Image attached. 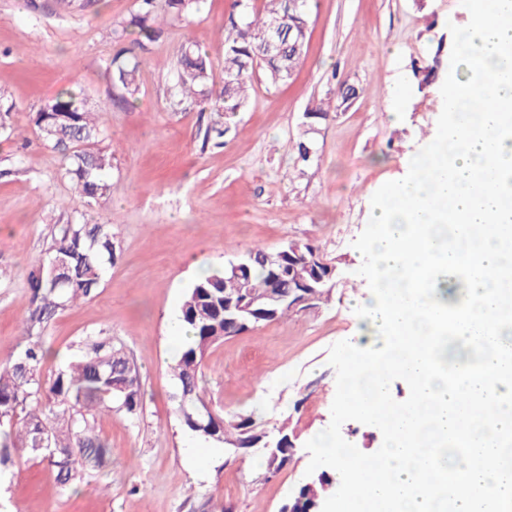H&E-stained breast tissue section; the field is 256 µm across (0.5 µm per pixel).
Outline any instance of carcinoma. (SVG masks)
<instances>
[{
	"label": "carcinoma",
	"mask_w": 512,
	"mask_h": 512,
	"mask_svg": "<svg viewBox=\"0 0 512 512\" xmlns=\"http://www.w3.org/2000/svg\"><path fill=\"white\" fill-rule=\"evenodd\" d=\"M137 12L112 29V42L120 45L106 63L117 91L113 102L132 106L140 93L139 53L148 50L167 32V25L181 21L198 9L199 0H136ZM281 18L282 44L273 51L264 49L261 34L269 19ZM308 19L295 7V0H262L261 4L239 8L232 0L224 20L223 72L228 82L220 89L210 87L212 68L208 54L187 39L182 44L173 78L168 107L179 112L184 107L203 103L210 120L203 134V145H224V135L238 113L251 100L254 76L263 72L272 85L288 81L297 71L305 52L294 48L293 23ZM131 41V47L122 43ZM460 44L454 37L449 45L438 43L430 64L415 70L418 86L434 79L442 69L443 53H451ZM14 103L0 95V134L12 135L10 116ZM33 123L43 144L59 152L64 159L63 177L73 183L71 202L79 217L57 225L51 235L46 260L32 266L27 283L31 292L28 316L24 323L25 345L18 352L0 358V448H26L46 460L54 469L56 481L63 487L81 479L84 461L94 455L102 458L107 450L96 433L98 417L112 413V402L132 418L142 412L141 375L122 346L110 341L85 342L83 354L58 371L49 386H44L41 369L47 350L42 338L58 311L87 300L100 288L117 258L112 224L90 223L80 207H90L112 195V182L106 171L112 168V155L99 147L104 131L84 95L72 88L62 89L55 97L32 113ZM480 238H493L507 247L512 244V226L486 224ZM267 251L255 247L248 251L244 279L233 281L222 272L201 277L188 289L181 307L182 321L191 332L172 367L177 391L172 400L183 427L200 440L235 447L260 433L250 415L230 418L214 412L206 399L203 362L208 350L224 342V293L244 288L255 297L263 296L271 285ZM63 267L51 272V261ZM323 284L317 299L329 300L336 270L320 267ZM498 292L512 290V263L505 262L492 274ZM311 280V273L299 266L290 277L283 276L280 287L288 290L300 281ZM497 465L512 470V433L499 435ZM266 475L279 473L288 463V449L265 448ZM333 478L318 487L319 498L309 496L299 486L297 512H320Z\"/></svg>",
	"instance_id": "1"
}]
</instances>
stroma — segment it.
<instances>
[{
  "label": "stroma",
  "instance_id": "35a3bbf8",
  "mask_svg": "<svg viewBox=\"0 0 512 512\" xmlns=\"http://www.w3.org/2000/svg\"><path fill=\"white\" fill-rule=\"evenodd\" d=\"M231 0H200L172 23L140 67L134 106L112 105L107 60L113 27L136 0H89L65 12L56 0H0V92L16 109L17 135L0 138V357L19 350L30 266L45 258L55 225L71 209L63 157L44 146L32 112L78 86L99 110L102 148L112 152L110 198L89 208L111 223L120 256L96 296L59 312L44 336V379L76 360L80 343L105 336L122 344L142 378L138 419L113 408L98 423L109 453L88 464L77 492L61 491L54 470L14 448L0 465V512H279L305 480L307 442L330 423L336 372L330 347H366L360 303L372 291L366 242L379 191L404 179L409 161L441 132L444 80L419 88L413 70L431 60L439 38L471 20L472 0H314L303 64L285 84L256 75L249 107L220 148L203 146L207 114L165 109L169 79L185 40L223 79L224 16ZM361 94L309 122L313 101H334L337 81ZM309 136L316 154L298 162ZM310 243L336 266L331 298L224 340L208 352L204 384L214 410L253 415L258 429L287 424L296 445L288 466L263 478V458L220 455L195 468L174 410L169 317L179 312L200 270H223L248 249Z\"/></svg>",
  "mask_w": 512,
  "mask_h": 512
}]
</instances>
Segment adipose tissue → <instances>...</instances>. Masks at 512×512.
<instances>
[{
  "mask_svg": "<svg viewBox=\"0 0 512 512\" xmlns=\"http://www.w3.org/2000/svg\"><path fill=\"white\" fill-rule=\"evenodd\" d=\"M507 54L512 55V11L504 9L502 0H489L486 8L473 12L467 43L454 61L464 76L451 78L449 100L467 109L488 98L512 105V77H504L501 69ZM411 169V177L386 190L382 204L373 212L378 232L369 241L368 251L376 281L402 267L423 268L439 262L444 268H455L453 254L439 259L432 252L449 213L464 216L470 224H512V206L504 201L505 194L512 193V124L504 125L500 113L483 111L474 121L451 113L443 135L431 139L412 159ZM492 171L506 172L505 192L475 195V177ZM468 288L476 311L461 325L460 333L467 344L474 345L478 332L496 312L497 289L494 282L479 277L469 280ZM448 297L445 291L434 299L426 289L408 288L401 293L378 289L366 299L361 333L368 338L371 351L359 358L354 375L373 380L372 398L380 400L386 395L387 331L400 325L418 338L433 335V311ZM492 341L495 351L485 357L482 377L473 380L459 373L460 383L454 389L449 388L447 376L431 371L426 355L408 360L414 368L417 398L428 409L426 424L434 433L444 435L450 429L448 404L457 391L471 392L498 406L496 419L486 425L479 440L489 454L497 451V435L512 430V377H504L501 370L504 358L512 355V333L498 331Z\"/></svg>",
  "mask_w": 512,
  "mask_h": 512,
  "instance_id": "obj_1",
  "label": "adipose tissue"
}]
</instances>
